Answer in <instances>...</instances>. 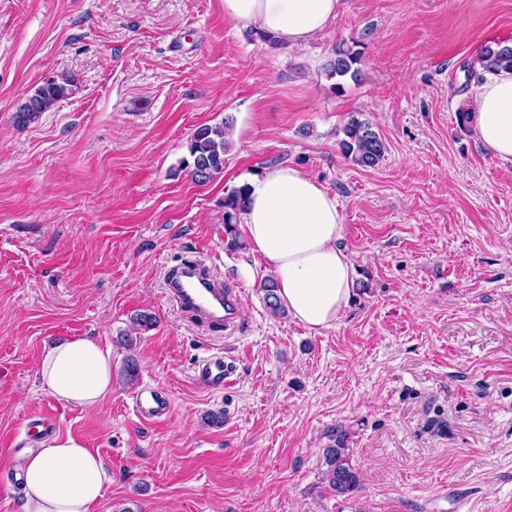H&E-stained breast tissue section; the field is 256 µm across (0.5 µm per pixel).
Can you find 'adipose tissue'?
Listing matches in <instances>:
<instances>
[{"mask_svg":"<svg viewBox=\"0 0 512 512\" xmlns=\"http://www.w3.org/2000/svg\"><path fill=\"white\" fill-rule=\"evenodd\" d=\"M341 0H224V14L276 42L306 44L336 20ZM476 133L512 161V71L492 74L476 100ZM240 222L254 251L274 274L278 295L304 326L338 322L353 294L354 267L341 246L343 215L335 196L300 169L277 165L248 180ZM41 391L82 408L99 407L112 392V348L97 338L62 340L38 365ZM23 481L21 512H96L112 483L104 459L71 436L16 458Z\"/></svg>","mask_w":512,"mask_h":512,"instance_id":"obj_1","label":"adipose tissue"}]
</instances>
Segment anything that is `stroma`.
<instances>
[{
  "label": "stroma",
  "mask_w": 512,
  "mask_h": 512,
  "mask_svg": "<svg viewBox=\"0 0 512 512\" xmlns=\"http://www.w3.org/2000/svg\"><path fill=\"white\" fill-rule=\"evenodd\" d=\"M507 43L512 0H343L300 47L224 0H0V512H20L11 462L45 409L111 466L98 512H456L457 492L512 512V162L475 132L481 55ZM341 45L362 60L339 93L324 67ZM48 79L71 94L17 125ZM357 113L385 143L372 168L339 148ZM227 118L223 172L195 180L194 131ZM280 164L344 217L355 297L328 329L272 316L262 256L224 248L225 195ZM193 259L239 290L234 333L168 294ZM75 336L112 348L101 409L36 384ZM215 356L229 388L198 374ZM144 387L168 397L161 421L135 415ZM338 431L348 494L322 478Z\"/></svg>",
  "instance_id": "1"
}]
</instances>
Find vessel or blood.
Masks as SVG:
<instances>
[{
  "instance_id": "obj_1",
  "label": "vessel or blood",
  "mask_w": 512,
  "mask_h": 512,
  "mask_svg": "<svg viewBox=\"0 0 512 512\" xmlns=\"http://www.w3.org/2000/svg\"><path fill=\"white\" fill-rule=\"evenodd\" d=\"M170 293L183 308L193 312L216 328L233 329L238 316V301L233 289L218 283L199 263L187 261L174 273ZM200 374L215 387L231 385V372L220 360L202 365ZM134 408L146 421L162 420L169 412L170 402L156 390L145 388L135 395Z\"/></svg>"
}]
</instances>
